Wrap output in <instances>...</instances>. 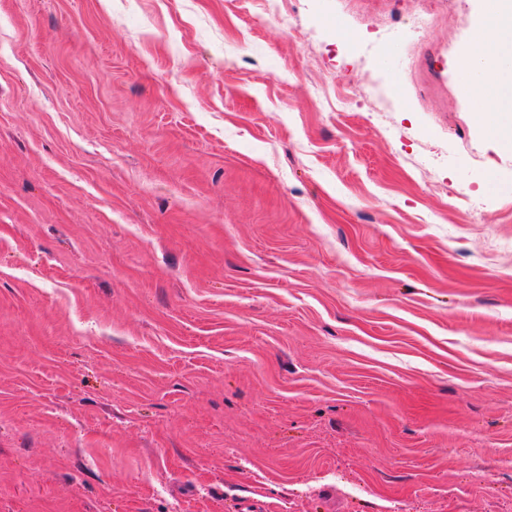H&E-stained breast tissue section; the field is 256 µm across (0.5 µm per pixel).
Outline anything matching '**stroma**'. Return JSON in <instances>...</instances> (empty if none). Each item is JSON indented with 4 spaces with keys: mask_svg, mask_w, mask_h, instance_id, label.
Returning a JSON list of instances; mask_svg holds the SVG:
<instances>
[{
    "mask_svg": "<svg viewBox=\"0 0 512 512\" xmlns=\"http://www.w3.org/2000/svg\"><path fill=\"white\" fill-rule=\"evenodd\" d=\"M287 4L0 0V512L512 506L482 4Z\"/></svg>",
    "mask_w": 512,
    "mask_h": 512,
    "instance_id": "1",
    "label": "stroma"
}]
</instances>
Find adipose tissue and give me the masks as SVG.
Segmentation results:
<instances>
[{
    "label": "adipose tissue",
    "mask_w": 512,
    "mask_h": 512,
    "mask_svg": "<svg viewBox=\"0 0 512 512\" xmlns=\"http://www.w3.org/2000/svg\"><path fill=\"white\" fill-rule=\"evenodd\" d=\"M460 95L481 131L512 151V0H484V16L461 61Z\"/></svg>",
    "instance_id": "1"
}]
</instances>
